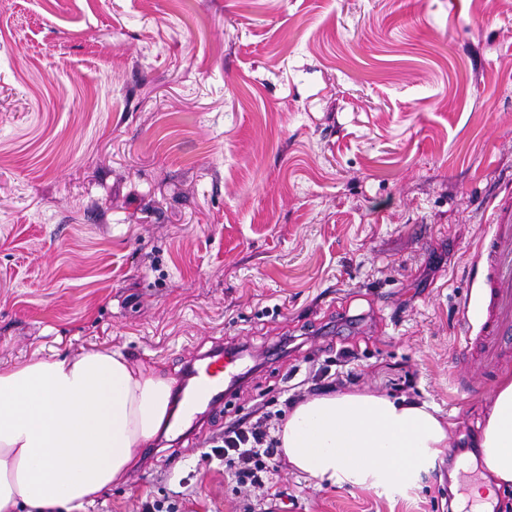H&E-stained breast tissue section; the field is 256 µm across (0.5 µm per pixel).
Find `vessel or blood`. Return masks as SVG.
I'll list each match as a JSON object with an SVG mask.
<instances>
[{"mask_svg": "<svg viewBox=\"0 0 512 512\" xmlns=\"http://www.w3.org/2000/svg\"><path fill=\"white\" fill-rule=\"evenodd\" d=\"M476 278L486 305L478 331L483 348L478 363L493 373L498 370L503 353L512 349V209L501 210L481 243ZM235 357L232 350L202 356L190 372L193 386L183 399L186 411H194L204 401L221 398V381Z\"/></svg>", "mask_w": 512, "mask_h": 512, "instance_id": "vessel-or-blood-1", "label": "vessel or blood"}]
</instances>
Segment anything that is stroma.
Segmentation results:
<instances>
[{
    "label": "stroma",
    "mask_w": 512,
    "mask_h": 512,
    "mask_svg": "<svg viewBox=\"0 0 512 512\" xmlns=\"http://www.w3.org/2000/svg\"><path fill=\"white\" fill-rule=\"evenodd\" d=\"M510 196L512 0H0V366L243 349L83 512H474L461 311ZM348 370L450 425L409 496L238 491L225 427Z\"/></svg>",
    "instance_id": "stroma-1"
}]
</instances>
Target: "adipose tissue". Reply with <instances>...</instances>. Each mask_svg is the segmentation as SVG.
Here are the masks:
<instances>
[{
    "label": "adipose tissue",
    "mask_w": 512,
    "mask_h": 512,
    "mask_svg": "<svg viewBox=\"0 0 512 512\" xmlns=\"http://www.w3.org/2000/svg\"><path fill=\"white\" fill-rule=\"evenodd\" d=\"M172 384L117 351L0 367V512H81L124 479L166 422ZM279 449L317 486L405 496L450 446L426 404L368 394H323L294 405ZM495 478L512 485V376L496 388L471 442Z\"/></svg>",
    "instance_id": "obj_1"
}]
</instances>
